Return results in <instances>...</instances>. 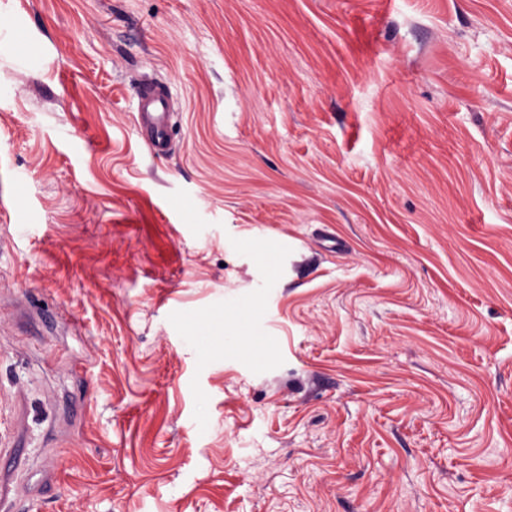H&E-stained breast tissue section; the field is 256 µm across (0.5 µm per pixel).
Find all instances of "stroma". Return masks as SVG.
Returning <instances> with one entry per match:
<instances>
[{
    "instance_id": "stroma-1",
    "label": "stroma",
    "mask_w": 512,
    "mask_h": 512,
    "mask_svg": "<svg viewBox=\"0 0 512 512\" xmlns=\"http://www.w3.org/2000/svg\"><path fill=\"white\" fill-rule=\"evenodd\" d=\"M0 199V512H512V0H0ZM136 128L150 151L165 156L172 151L171 119L174 115L168 89L157 83L139 89Z\"/></svg>"
}]
</instances>
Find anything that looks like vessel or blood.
<instances>
[{
    "mask_svg": "<svg viewBox=\"0 0 512 512\" xmlns=\"http://www.w3.org/2000/svg\"><path fill=\"white\" fill-rule=\"evenodd\" d=\"M172 116L168 89L157 83L143 84L138 95L136 128L154 155L165 156L172 150Z\"/></svg>",
    "mask_w": 512,
    "mask_h": 512,
    "instance_id": "1",
    "label": "vessel or blood"
}]
</instances>
